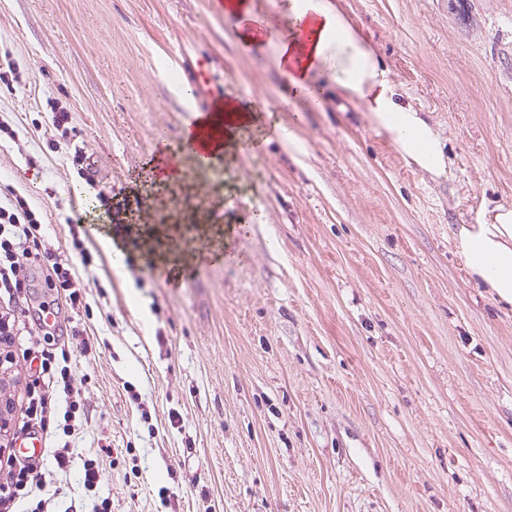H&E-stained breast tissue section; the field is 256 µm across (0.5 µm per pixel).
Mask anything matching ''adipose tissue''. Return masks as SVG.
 Wrapping results in <instances>:
<instances>
[{
	"label": "adipose tissue",
	"instance_id": "obj_1",
	"mask_svg": "<svg viewBox=\"0 0 512 512\" xmlns=\"http://www.w3.org/2000/svg\"><path fill=\"white\" fill-rule=\"evenodd\" d=\"M282 7L288 22L274 29L260 19L254 0H224L244 43H275L278 66L295 94L319 103L322 89L313 77L327 75L364 103L405 158L425 172L444 174L448 162L439 134L418 112L395 101L388 73L334 0H284ZM223 108L221 150L212 163L216 170L240 150L239 129L254 119L248 108L233 101H224ZM457 247L469 275L484 282L496 300L512 305V209L501 207L480 223L462 225Z\"/></svg>",
	"mask_w": 512,
	"mask_h": 512
}]
</instances>
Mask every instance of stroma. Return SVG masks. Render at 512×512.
<instances>
[{
  "label": "stroma",
  "instance_id": "stroma-1",
  "mask_svg": "<svg viewBox=\"0 0 512 512\" xmlns=\"http://www.w3.org/2000/svg\"><path fill=\"white\" fill-rule=\"evenodd\" d=\"M339 2L447 174L334 82L301 105L275 45L244 44L219 0H0V64L19 72L0 83V205L20 193L43 225L27 268L51 250L86 286L34 345L84 403L69 434L63 404L47 411L72 451L65 473L38 462L50 512H512V307L456 239L512 207V0ZM218 94L260 111L236 157L153 180L157 145ZM160 219L186 228L181 270L99 243L154 242ZM11 351L20 446L44 377Z\"/></svg>",
  "mask_w": 512,
  "mask_h": 512
}]
</instances>
